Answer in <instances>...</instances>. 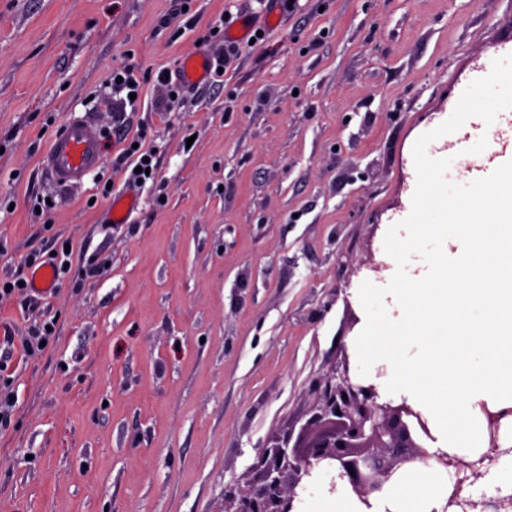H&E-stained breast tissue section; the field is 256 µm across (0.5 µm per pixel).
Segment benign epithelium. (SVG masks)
<instances>
[{"label":"benign epithelium","mask_w":512,"mask_h":512,"mask_svg":"<svg viewBox=\"0 0 512 512\" xmlns=\"http://www.w3.org/2000/svg\"><path fill=\"white\" fill-rule=\"evenodd\" d=\"M483 412L489 449L472 462L441 459L444 466L453 468L448 500L459 501L465 509L481 505L502 512L512 504L511 495L483 494L479 502L475 497L477 481L485 475L482 468L504 454L499 435L512 409L485 407ZM426 434L425 421L408 405L377 402L375 387L354 380L345 357L315 383L311 416L298 435L288 432L274 446L261 449L254 464L258 481L228 496L232 512H293L298 484L320 463L332 465L366 502L403 465L427 458L421 446Z\"/></svg>","instance_id":"benign-epithelium-1"}]
</instances>
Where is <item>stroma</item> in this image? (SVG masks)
Masks as SVG:
<instances>
[{
	"instance_id": "obj_1",
	"label": "stroma",
	"mask_w": 512,
	"mask_h": 512,
	"mask_svg": "<svg viewBox=\"0 0 512 512\" xmlns=\"http://www.w3.org/2000/svg\"><path fill=\"white\" fill-rule=\"evenodd\" d=\"M0 0V280L32 249L68 240L105 259L23 310L0 299V332L57 319L54 343L0 347L18 400L0 433V512H224L255 483L261 448L309 417L311 388L350 355L363 288L426 277L427 253L388 248L414 198L447 173L472 196L512 167L461 130L492 136L512 82V0H294L215 83L159 104V71L231 15L261 26L268 0ZM134 53L142 97L113 90ZM126 113L159 156L155 183L112 226V170L57 187L40 165L52 138L88 115ZM111 195H103L104 185ZM51 207L35 215V198Z\"/></svg>"
}]
</instances>
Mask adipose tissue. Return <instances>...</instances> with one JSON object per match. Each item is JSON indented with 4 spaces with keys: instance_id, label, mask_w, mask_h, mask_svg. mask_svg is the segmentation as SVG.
Returning a JSON list of instances; mask_svg holds the SVG:
<instances>
[{
    "instance_id": "1",
    "label": "adipose tissue",
    "mask_w": 512,
    "mask_h": 512,
    "mask_svg": "<svg viewBox=\"0 0 512 512\" xmlns=\"http://www.w3.org/2000/svg\"><path fill=\"white\" fill-rule=\"evenodd\" d=\"M413 211L416 223L396 247L421 252L452 233L463 239L464 266L449 267L435 254L428 279L392 289L402 312L394 326L381 289H364L370 327L351 342V368L380 394L414 401L435 440L426 460L402 467L366 503L333 470L315 467L293 512H443L448 470L441 456L475 459L481 408L512 409V225L471 223V208L449 200L442 185L415 200Z\"/></svg>"
}]
</instances>
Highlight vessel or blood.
<instances>
[{
    "mask_svg": "<svg viewBox=\"0 0 512 512\" xmlns=\"http://www.w3.org/2000/svg\"><path fill=\"white\" fill-rule=\"evenodd\" d=\"M211 73L209 60L200 54L185 56L179 63L178 79L189 88L206 82ZM103 157V135L99 126L87 119H76L55 136L41 164L58 184L70 186L83 182L98 168Z\"/></svg>",
    "mask_w": 512,
    "mask_h": 512,
    "instance_id": "obj_1",
    "label": "vessel or blood"
}]
</instances>
